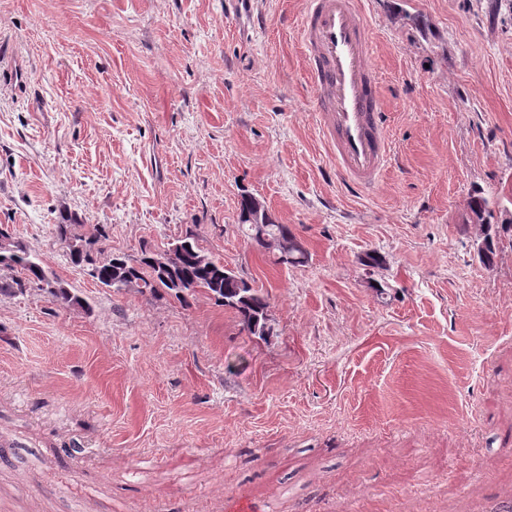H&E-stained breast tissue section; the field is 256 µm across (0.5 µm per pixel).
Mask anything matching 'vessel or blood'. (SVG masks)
Wrapping results in <instances>:
<instances>
[{
    "mask_svg": "<svg viewBox=\"0 0 512 512\" xmlns=\"http://www.w3.org/2000/svg\"><path fill=\"white\" fill-rule=\"evenodd\" d=\"M299 34L323 138L345 185L355 192L374 187L390 141L358 0H306Z\"/></svg>",
    "mask_w": 512,
    "mask_h": 512,
    "instance_id": "obj_1",
    "label": "vessel or blood"
}]
</instances>
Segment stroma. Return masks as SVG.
I'll return each instance as SVG.
<instances>
[{
	"label": "stroma",
	"mask_w": 512,
	"mask_h": 512,
	"mask_svg": "<svg viewBox=\"0 0 512 512\" xmlns=\"http://www.w3.org/2000/svg\"><path fill=\"white\" fill-rule=\"evenodd\" d=\"M360 2L392 158L355 193L304 0H0V229L79 298L0 297V512H512V242L482 263L469 210L512 214V0ZM64 212L131 256L193 233L274 336L102 288ZM240 226L247 238L252 244L264 251H277L275 263L295 265L304 262L307 258V251L303 245L298 242L296 237L288 229L287 225L278 224L272 214L262 206L260 221L266 225L265 236L255 232L254 224L245 222L251 215L256 222L258 220L257 203L254 197L249 194L241 196L240 200ZM283 240L288 242V251L273 246L271 240Z\"/></svg>",
	"instance_id": "1"
}]
</instances>
